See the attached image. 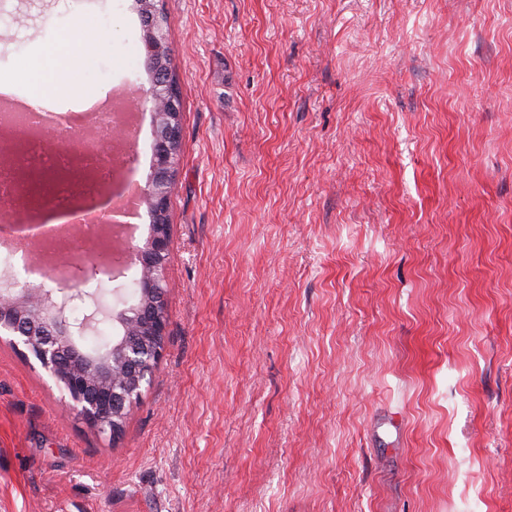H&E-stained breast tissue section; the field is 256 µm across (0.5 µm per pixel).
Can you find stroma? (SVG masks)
Masks as SVG:
<instances>
[{"label": "stroma", "instance_id": "1", "mask_svg": "<svg viewBox=\"0 0 512 512\" xmlns=\"http://www.w3.org/2000/svg\"><path fill=\"white\" fill-rule=\"evenodd\" d=\"M158 5L165 346L114 440L0 340V512H512V0ZM141 39L0 0V78L61 112L149 89Z\"/></svg>", "mask_w": 512, "mask_h": 512}]
</instances>
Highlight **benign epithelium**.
Here are the masks:
<instances>
[{"label":"benign epithelium","instance_id":"obj_1","mask_svg":"<svg viewBox=\"0 0 512 512\" xmlns=\"http://www.w3.org/2000/svg\"><path fill=\"white\" fill-rule=\"evenodd\" d=\"M145 29L142 35L146 69L152 80L151 110L155 116L156 149L152 171L145 183L143 201L148 234L136 246L142 275L138 283L142 304L104 309L81 286L101 278L98 268L74 272L73 282L63 288L39 289L38 306L29 303L33 289H0V337L10 336L22 345L62 387L70 408L90 426L112 438L120 434L117 421H126L149 381L162 353L166 333V298L163 281L170 252L171 225L167 224L169 195L181 143V113L177 87L169 82L161 31V12L156 0H137ZM88 306L80 331L96 330L101 319L134 323L132 332L109 341L97 355L89 354L70 335L67 310L75 301Z\"/></svg>","mask_w":512,"mask_h":512}]
</instances>
